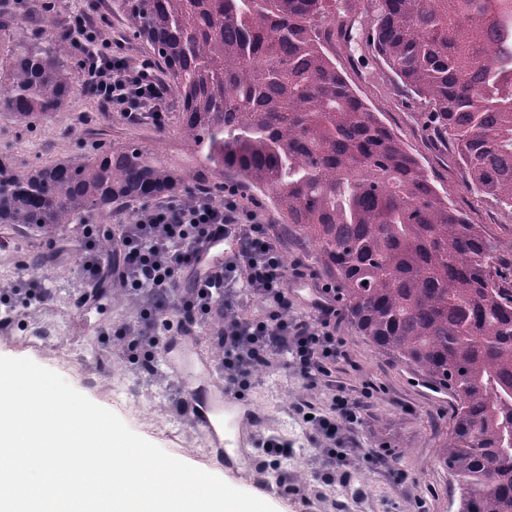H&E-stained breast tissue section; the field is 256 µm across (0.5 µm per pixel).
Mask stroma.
I'll return each mask as SVG.
<instances>
[{
  "label": "stroma",
  "mask_w": 512,
  "mask_h": 512,
  "mask_svg": "<svg viewBox=\"0 0 512 512\" xmlns=\"http://www.w3.org/2000/svg\"><path fill=\"white\" fill-rule=\"evenodd\" d=\"M10 13L26 32L46 24L63 27L71 12L86 8L87 0H9ZM104 32L115 54L132 63L149 60L145 45L128 34L117 0H105ZM337 64L360 94L388 123L427 167L433 168L449 198L473 223L502 241L512 240V221L491 200L467 195L455 166L439 167L425 149L409 119L419 111L414 101H399L377 59L366 47V21L356 18L348 39L332 49ZM166 121L156 126L151 119L129 121L122 106L104 107L94 95L77 93L56 115L38 120L26 131L0 125V155L10 157L16 170L66 159L90 144H120L136 140L143 150L162 155L178 169L201 165L191 156L178 130L180 105L175 96L164 101ZM240 202L256 211L278 236L288 257V316L315 319L316 299L336 307V338L340 354L330 375L317 386L299 381L293 371L275 363L256 373L244 397L235 399L224 416L228 430L238 432L244 464L217 466L210 453L208 433L195 426L191 416L172 404L182 383L168 367L166 351H159L158 371L148 375L127 360L124 345L105 344L106 333L138 328L139 305L115 277L92 281L80 275L81 254L77 232H23L0 224V356L28 358L55 371L95 404L113 411L135 433L171 456L221 478L231 486L253 494L276 512H457L459 490L442 466L439 450L451 431L455 401L451 394L427 381L420 373L380 351L352 328L344 305L325 289L321 268L314 263V245L283 224L270 206L241 190ZM49 288L48 299L33 297L36 288ZM47 313L64 327L71 339L67 356L55 358L39 347L23 343L32 335L34 317ZM120 363V384L129 397L111 401L95 387L96 379L110 376ZM342 391L359 404L360 417L346 426L340 439L344 462L332 465L311 439V428L302 406L328 414L332 396ZM165 397L164 412H152L157 397ZM276 436L287 441L289 451L267 469L266 488L256 486V469L265 455L258 443Z\"/></svg>",
  "instance_id": "35a3bbf8"
}]
</instances>
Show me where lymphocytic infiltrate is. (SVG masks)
Returning a JSON list of instances; mask_svg holds the SVG:
<instances>
[{"mask_svg":"<svg viewBox=\"0 0 512 512\" xmlns=\"http://www.w3.org/2000/svg\"><path fill=\"white\" fill-rule=\"evenodd\" d=\"M101 15L73 13L63 31L78 58L79 78L108 105L130 104L164 125L163 92L150 65L136 66L113 55L104 36ZM234 241L235 250L215 265L201 263V253L215 241ZM117 249L124 256L122 283L146 301L140 311L142 328L131 338L150 365L161 340L153 327L161 315L175 312L182 325L193 327L214 314L224 316L221 347L224 378L235 394H242L256 372L271 360L290 363L298 379L318 384L329 374L339 354L332 331L336 310L320 305L316 320L288 317V268L280 242L256 213L244 210L237 190H229L223 206L206 197L188 206L165 205L141 209L127 225ZM200 262L189 290H181V273L190 261ZM245 288L261 299L264 309L253 318L239 317L234 298ZM333 415L313 421L316 441L327 458L336 456L341 426L358 420L359 408L341 395L333 396Z\"/></svg>","mask_w":512,"mask_h":512,"instance_id":"obj_1","label":"lymphocytic infiltrate"}]
</instances>
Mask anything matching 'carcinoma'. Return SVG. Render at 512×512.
Instances as JSON below:
<instances>
[{"label":"carcinoma","instance_id":"carcinoma-1","mask_svg":"<svg viewBox=\"0 0 512 512\" xmlns=\"http://www.w3.org/2000/svg\"><path fill=\"white\" fill-rule=\"evenodd\" d=\"M206 161L176 169L134 142L25 172L0 159V224H106L181 193L224 201L228 170L315 244L353 328L448 390L440 449L458 512H512V240L491 238L373 109L328 43L369 18L396 95L466 192L512 218V0H120ZM71 45L14 27L0 55V124L30 127L80 89Z\"/></svg>","mask_w":512,"mask_h":512}]
</instances>
